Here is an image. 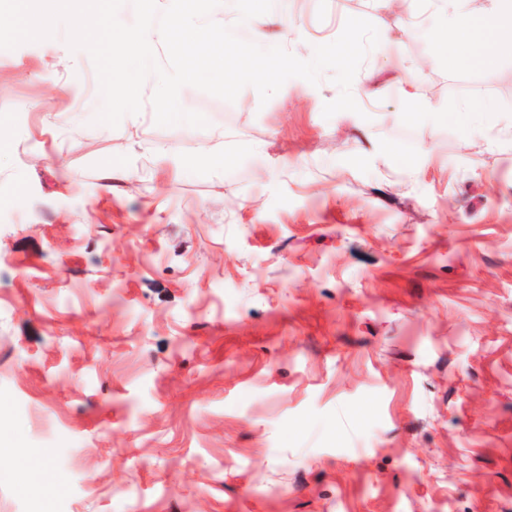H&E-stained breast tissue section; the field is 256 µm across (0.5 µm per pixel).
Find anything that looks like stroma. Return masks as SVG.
<instances>
[{
    "instance_id": "obj_1",
    "label": "stroma",
    "mask_w": 512,
    "mask_h": 512,
    "mask_svg": "<svg viewBox=\"0 0 512 512\" xmlns=\"http://www.w3.org/2000/svg\"><path fill=\"white\" fill-rule=\"evenodd\" d=\"M446 0H224L339 87L95 123L93 62L0 50V512H512V48ZM111 191H103V184ZM498 21L484 38L474 34L472 28L477 22L485 21L489 15L480 0H448V14L444 23L437 28L440 38L448 44V27L452 28L453 48L448 51V67L458 61L456 48L461 47L474 62H491L493 52L510 48L512 45V1L494 0Z\"/></svg>"
}]
</instances>
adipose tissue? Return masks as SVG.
Instances as JSON below:
<instances>
[{
  "instance_id": "obj_1",
  "label": "adipose tissue",
  "mask_w": 512,
  "mask_h": 512,
  "mask_svg": "<svg viewBox=\"0 0 512 512\" xmlns=\"http://www.w3.org/2000/svg\"><path fill=\"white\" fill-rule=\"evenodd\" d=\"M498 19L486 37L473 32L475 23L485 21L487 14L481 0H448V14L437 30L440 38H451L449 64H456L459 52H466L475 62H489L495 51L512 47V0H495Z\"/></svg>"
}]
</instances>
